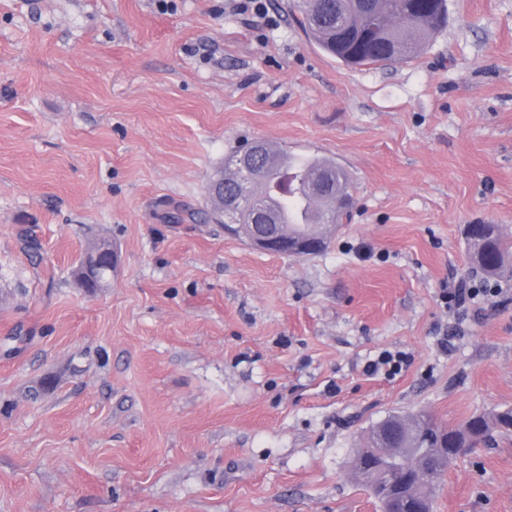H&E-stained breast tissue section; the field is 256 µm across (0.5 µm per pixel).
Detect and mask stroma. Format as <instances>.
I'll list each match as a JSON object with an SVG mask.
<instances>
[{
	"instance_id": "35a3bbf8",
	"label": "stroma",
	"mask_w": 512,
	"mask_h": 512,
	"mask_svg": "<svg viewBox=\"0 0 512 512\" xmlns=\"http://www.w3.org/2000/svg\"><path fill=\"white\" fill-rule=\"evenodd\" d=\"M238 2L0 0V512H380L352 470L370 425L512 406V280L441 299L484 285L465 225L512 236V0H448L418 58L356 69L292 0ZM256 138L351 175L323 253L211 220ZM384 351L402 370L366 375ZM434 512H512V437L459 456ZM116 263V255L110 244H101L98 248H95L88 253L87 261L80 275L93 288H106L112 279V272L114 271ZM101 268L108 271V278L100 280L95 277L93 273Z\"/></svg>"
}]
</instances>
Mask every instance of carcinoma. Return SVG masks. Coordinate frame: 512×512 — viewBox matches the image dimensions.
I'll list each match as a JSON object with an SVG mask.
<instances>
[{
  "mask_svg": "<svg viewBox=\"0 0 512 512\" xmlns=\"http://www.w3.org/2000/svg\"><path fill=\"white\" fill-rule=\"evenodd\" d=\"M296 20L326 53L347 66L384 65L409 62L428 46L434 32L447 18L446 0H294ZM275 157L271 173L254 182L250 196L256 201L288 198L299 206L297 223L275 213V222L285 225L288 238L306 242L309 255L325 250L324 239L315 238L319 224L341 223L351 212L353 196L347 171L333 161L315 155L288 153L270 148ZM328 171L334 176L333 188L316 195L309 189L313 177ZM234 197H224V210L211 209L212 217L243 225L249 214L232 206ZM470 270L488 277L512 275L506 259L512 253V239L496 224H469ZM401 422L410 428L408 445L423 449L419 457L417 493L424 497L427 512H432L434 483L460 455L458 449L471 448L483 442L492 444L498 437L512 435V408L492 410L471 416L460 425H443L426 412L407 416H390L369 428L363 448L352 466L381 447L377 429L385 423Z\"/></svg>",
  "mask_w": 512,
  "mask_h": 512,
  "instance_id": "carcinoma-1",
  "label": "carcinoma"
}]
</instances>
